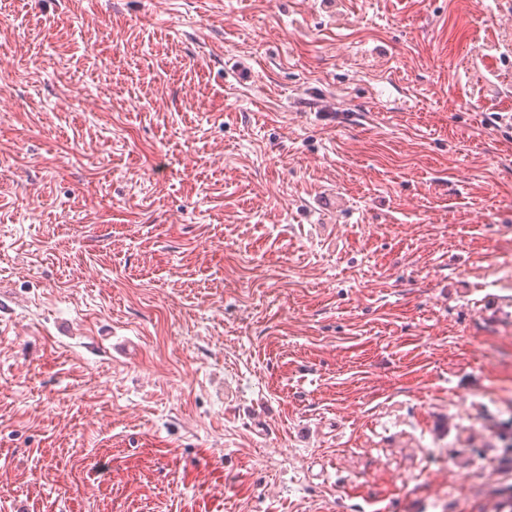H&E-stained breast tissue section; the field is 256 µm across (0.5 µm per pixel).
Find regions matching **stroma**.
Listing matches in <instances>:
<instances>
[{
    "label": "stroma",
    "mask_w": 512,
    "mask_h": 512,
    "mask_svg": "<svg viewBox=\"0 0 512 512\" xmlns=\"http://www.w3.org/2000/svg\"><path fill=\"white\" fill-rule=\"evenodd\" d=\"M488 291L512 0H0V512H503Z\"/></svg>",
    "instance_id": "obj_1"
}]
</instances>
